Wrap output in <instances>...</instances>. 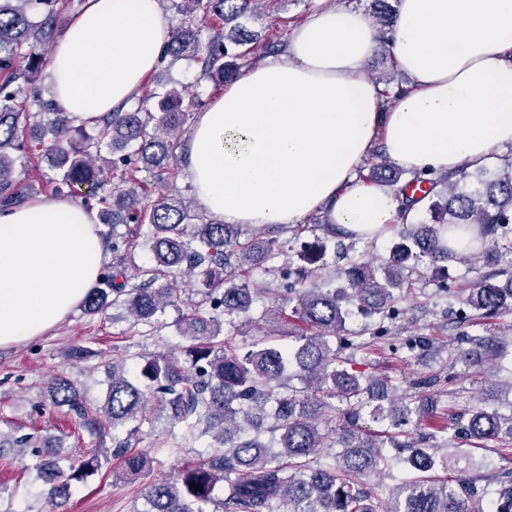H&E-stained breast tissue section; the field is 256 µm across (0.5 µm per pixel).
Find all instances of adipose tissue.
Returning <instances> with one entry per match:
<instances>
[{
    "instance_id": "adipose-tissue-1",
    "label": "adipose tissue",
    "mask_w": 512,
    "mask_h": 512,
    "mask_svg": "<svg viewBox=\"0 0 512 512\" xmlns=\"http://www.w3.org/2000/svg\"><path fill=\"white\" fill-rule=\"evenodd\" d=\"M168 38L158 0H84L52 45L54 100L77 124L129 104ZM387 38L411 79L389 111L365 74L376 29L329 9L197 112L185 165L203 210L257 225L324 211L371 239L401 205L358 180L375 141L410 173L479 167L512 145V0H399ZM97 222L68 196L0 213L1 348L58 327L84 299L104 260Z\"/></svg>"
}]
</instances>
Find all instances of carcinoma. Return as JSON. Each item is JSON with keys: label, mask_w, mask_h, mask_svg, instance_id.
Instances as JSON below:
<instances>
[{"label": "carcinoma", "mask_w": 512, "mask_h": 512, "mask_svg": "<svg viewBox=\"0 0 512 512\" xmlns=\"http://www.w3.org/2000/svg\"><path fill=\"white\" fill-rule=\"evenodd\" d=\"M183 15L172 29L163 53L173 61L200 67L199 78L226 83L236 79L255 56L246 45L254 34L235 21L256 11L265 0H159ZM63 0H0V211L25 202L30 190L14 176V153H27L61 170L68 188L83 187L97 200L101 223L112 237V271L101 276L86 297V309L98 313L122 307L137 325H154L156 314L181 301L184 278L193 277L199 300L179 322L180 336L188 340L183 359L155 355L129 370L125 362H112L102 408L114 430L126 432L119 475H137L149 465L147 458L129 451L131 439L146 420L166 417L190 436L209 438L204 459L187 463L173 480L151 483L143 512H206L205 506L222 494L219 512H512V470L485 477L496 485L488 497L477 494L475 482L438 481L428 472L461 470L467 457L438 450L448 447L447 426L422 430L424 410L416 394L449 384L453 377L438 373L407 381L409 392L391 395L388 383L336 367L345 350L373 347L388 336L387 324L400 317L398 302L410 277L432 273L437 287L451 288L442 273L448 259L445 234L450 228L473 227L490 243L478 258L493 264L512 254V159L495 171L479 168L477 187L459 183L469 177L468 166L454 173L406 175L383 161L369 168L367 179L405 196L398 218L405 222L389 256L381 260L360 257L350 261L344 282L326 272L329 249L343 248L341 239L353 235L337 230L317 217L301 228L312 233L297 253L300 265L288 271L272 270L273 280L262 288L250 287L247 273L282 250L280 227H259L247 232L241 224L206 219L192 210L185 198L163 179L170 162L181 152L179 128L183 117L199 106L171 87L148 91L143 101L160 98L159 112L146 106L119 110L102 117L90 133L75 127L66 112L42 97L37 82L41 64L36 49L51 43ZM380 42L394 16L386 0H373L371 9ZM209 30L202 41L203 30ZM33 102L36 112H19ZM39 119L37 145L28 143L20 117ZM112 157L102 155L103 148ZM122 168L123 182L107 191V177ZM147 173L138 177V173ZM426 207L429 218L406 224L416 205ZM193 224L192 234L186 225ZM145 226L143 245L154 264L132 262L129 233L121 228ZM266 297L276 310L290 307L306 331L286 348L257 339L239 352L224 337V325L237 326L251 311L254 300ZM463 304L473 318H486L512 309V270L484 277L466 289ZM378 323L369 339L359 342L348 328L354 317ZM471 349L454 350L482 370L484 363L507 353L497 336H469ZM298 380L300 386L291 384ZM53 403L65 407L82 423L100 424L76 385L63 375L49 388ZM374 402L372 420L383 425L380 433L360 428L361 395ZM345 404L337 407L333 401ZM455 439H497L509 452L512 445V405L508 412L471 407L455 421ZM318 448H335L331 461L318 467L308 457ZM407 464L417 474L398 485L385 501L361 477L393 464ZM102 467L94 454L63 469L42 462L38 470L54 502ZM200 485L195 490L193 486Z\"/></svg>", "instance_id": "1"}]
</instances>
